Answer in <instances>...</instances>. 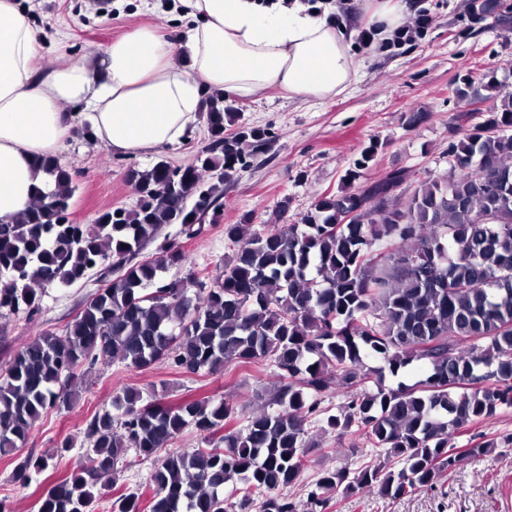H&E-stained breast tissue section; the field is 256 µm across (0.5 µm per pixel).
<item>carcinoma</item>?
I'll return each mask as SVG.
<instances>
[{"label":"carcinoma","instance_id":"carcinoma-1","mask_svg":"<svg viewBox=\"0 0 512 512\" xmlns=\"http://www.w3.org/2000/svg\"><path fill=\"white\" fill-rule=\"evenodd\" d=\"M456 92L490 106L449 144L448 173L395 169L354 188L376 155L371 144L345 175L349 185L319 197L300 222L263 233L247 216L226 224L233 252L224 266L179 280L165 277L186 262L174 243L153 258L142 251L171 225L190 239L206 216L217 220L224 184L271 151L267 130L226 133L237 110L210 96L207 152L186 167L161 158L131 169L144 198L100 212L91 226L70 219L72 173L42 159L51 189L0 223V313L36 317L35 284L68 287L94 273L101 286L62 334L35 337L0 370L1 455L24 444L41 416L70 407L100 362L168 363L196 375L264 361L278 386L249 416L228 399L169 406L122 388L84 430L94 469L49 486L36 512H96L100 478L115 476L128 450L149 459L188 427L200 445L167 454L147 494L121 493L111 512H295L286 490L308 469L315 427L352 429L370 445L356 468L317 473L319 512L338 493L410 495L497 447L485 439L459 448L454 438L512 407V95L493 80ZM415 362L421 379L387 381ZM341 389L349 400L325 405ZM70 447L17 459L15 481L56 468Z\"/></svg>","mask_w":512,"mask_h":512}]
</instances>
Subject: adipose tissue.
Returning <instances> with one entry per match:
<instances>
[{"instance_id":"1","label":"adipose tissue","mask_w":512,"mask_h":512,"mask_svg":"<svg viewBox=\"0 0 512 512\" xmlns=\"http://www.w3.org/2000/svg\"><path fill=\"white\" fill-rule=\"evenodd\" d=\"M188 25L178 39L140 27L100 51L59 55L48 73L27 9L0 0V219L24 212L47 186L39 166L76 137L90 111L95 136L117 155H147L181 143L197 127L201 89L236 98L283 92L343 93L360 66L357 28L332 0H180ZM411 16L406 0L368 11L373 41L392 38Z\"/></svg>"}]
</instances>
